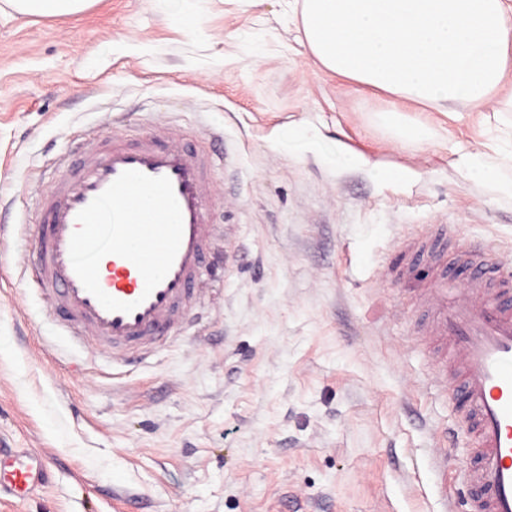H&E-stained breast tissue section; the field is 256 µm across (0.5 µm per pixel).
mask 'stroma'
<instances>
[{
    "label": "stroma",
    "mask_w": 512,
    "mask_h": 512,
    "mask_svg": "<svg viewBox=\"0 0 512 512\" xmlns=\"http://www.w3.org/2000/svg\"><path fill=\"white\" fill-rule=\"evenodd\" d=\"M186 5L191 29L166 0L58 17L0 0V443L52 474L0 512H464L473 448L433 385L425 285L385 266L442 224L449 264L474 242L512 255V198L451 152L507 138L512 114L432 112L414 144L382 120L413 104L316 66L294 0ZM120 114L132 138L220 134L224 267L179 341L116 363L60 342L29 281L38 189Z\"/></svg>",
    "instance_id": "stroma-1"
}]
</instances>
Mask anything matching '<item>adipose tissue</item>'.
<instances>
[{
    "label": "adipose tissue",
    "mask_w": 512,
    "mask_h": 512,
    "mask_svg": "<svg viewBox=\"0 0 512 512\" xmlns=\"http://www.w3.org/2000/svg\"><path fill=\"white\" fill-rule=\"evenodd\" d=\"M301 27L326 71L426 110L486 104L512 76L506 0H301ZM454 153L470 176L512 197L493 157Z\"/></svg>",
    "instance_id": "ef3b65f1"
}]
</instances>
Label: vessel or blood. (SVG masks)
Segmentation results:
<instances>
[{
    "label": "vessel or blood",
    "instance_id": "1",
    "mask_svg": "<svg viewBox=\"0 0 512 512\" xmlns=\"http://www.w3.org/2000/svg\"><path fill=\"white\" fill-rule=\"evenodd\" d=\"M79 153L40 193L32 286L59 313L65 336L141 359L183 325L216 250L207 210L213 156L170 125L132 140L117 120ZM444 246L437 236L418 244L434 272L431 329L456 359L437 358L438 373L455 384L476 450L463 469L466 512H512V264H490L474 246L450 268ZM48 481L38 457L0 448V497Z\"/></svg>",
    "mask_w": 512,
    "mask_h": 512
}]
</instances>
